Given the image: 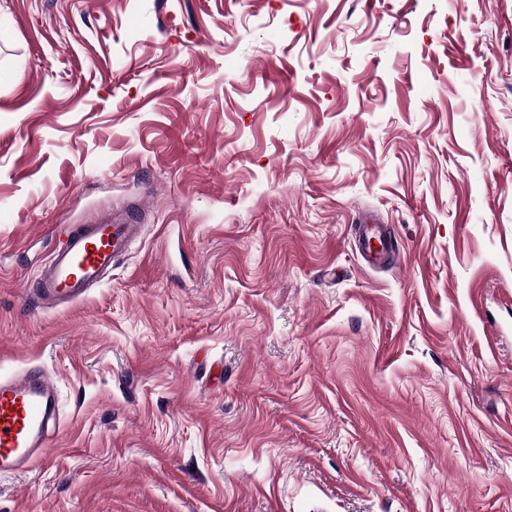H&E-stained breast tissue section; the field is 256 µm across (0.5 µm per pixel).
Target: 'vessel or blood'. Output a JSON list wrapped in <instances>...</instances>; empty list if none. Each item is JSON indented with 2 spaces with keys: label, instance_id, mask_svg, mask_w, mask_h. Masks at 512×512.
Returning <instances> with one entry per match:
<instances>
[{
  "label": "vessel or blood",
  "instance_id": "b4317fda",
  "mask_svg": "<svg viewBox=\"0 0 512 512\" xmlns=\"http://www.w3.org/2000/svg\"><path fill=\"white\" fill-rule=\"evenodd\" d=\"M358 250L374 265L390 249V239L370 216L358 220ZM131 214L69 227L39 276L36 297L43 302H78L99 283L141 234ZM55 382L42 366L29 365L0 376V477L25 471L41 461L58 419Z\"/></svg>",
  "mask_w": 512,
  "mask_h": 512
}]
</instances>
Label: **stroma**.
<instances>
[{
	"mask_svg": "<svg viewBox=\"0 0 512 512\" xmlns=\"http://www.w3.org/2000/svg\"><path fill=\"white\" fill-rule=\"evenodd\" d=\"M142 205L41 309L66 228ZM31 362L61 427L0 512H512V0H0ZM133 214L112 215L95 224H74L38 279L36 298L43 302H78L99 283L116 259L140 237ZM93 248V251H90ZM358 224V250L368 265H376L386 250L391 249L390 238L370 216L360 217Z\"/></svg>",
	"mask_w": 512,
	"mask_h": 512,
	"instance_id": "obj_1",
	"label": "stroma"
}]
</instances>
